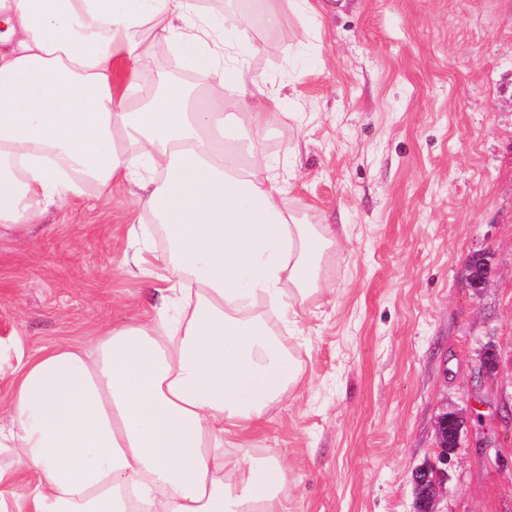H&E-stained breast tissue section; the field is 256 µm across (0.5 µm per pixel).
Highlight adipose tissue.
<instances>
[{
  "label": "adipose tissue",
  "mask_w": 512,
  "mask_h": 512,
  "mask_svg": "<svg viewBox=\"0 0 512 512\" xmlns=\"http://www.w3.org/2000/svg\"><path fill=\"white\" fill-rule=\"evenodd\" d=\"M156 42H179L199 84L131 94ZM0 224H31L86 182L129 187L167 251L131 276L172 278L152 318L112 325L90 346L49 345L19 366L4 403L0 512H278L281 455L225 449L260 429L301 380L267 319L296 324L326 284L332 224L292 215L242 130L265 128L280 90L241 61L232 14L197 0H0ZM237 85L225 115L224 87ZM33 489L15 501L21 474Z\"/></svg>",
  "instance_id": "adipose-tissue-1"
}]
</instances>
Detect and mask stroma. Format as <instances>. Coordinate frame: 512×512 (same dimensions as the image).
Masks as SVG:
<instances>
[{
	"label": "stroma",
	"instance_id": "stroma-1",
	"mask_svg": "<svg viewBox=\"0 0 512 512\" xmlns=\"http://www.w3.org/2000/svg\"><path fill=\"white\" fill-rule=\"evenodd\" d=\"M317 22L241 26L245 64L292 118L251 134L288 207L342 224L330 293L289 343L298 387L252 437L288 461V512H414L413 471L437 455L436 423L464 421L435 512H512V0H319ZM190 84L178 47L135 80ZM125 188L0 225V395L20 362L100 326L149 317L151 281L125 272L163 251ZM491 272L471 288L467 265ZM497 355L491 381L473 372Z\"/></svg>",
	"mask_w": 512,
	"mask_h": 512
}]
</instances>
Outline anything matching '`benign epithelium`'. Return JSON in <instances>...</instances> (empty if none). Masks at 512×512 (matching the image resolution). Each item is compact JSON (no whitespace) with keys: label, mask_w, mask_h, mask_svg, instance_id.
<instances>
[{"label":"benign epithelium","mask_w":512,"mask_h":512,"mask_svg":"<svg viewBox=\"0 0 512 512\" xmlns=\"http://www.w3.org/2000/svg\"><path fill=\"white\" fill-rule=\"evenodd\" d=\"M471 280L473 288L480 289L485 286L490 274L488 261L481 259L471 262ZM497 366V357L494 351L485 353L481 361L477 378L481 381L492 377ZM463 427L462 419L453 412L442 414L437 422L438 452L436 459L427 461L412 474V481L416 490V512H433L432 505L440 492L443 490L446 481V470L450 456L458 445L460 431Z\"/></svg>","instance_id":"7a95c632"}]
</instances>
